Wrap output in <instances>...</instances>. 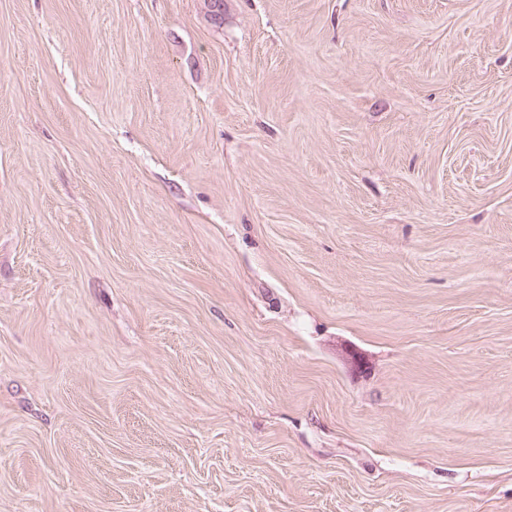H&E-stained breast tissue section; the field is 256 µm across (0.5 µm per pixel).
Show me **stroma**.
Masks as SVG:
<instances>
[{"mask_svg": "<svg viewBox=\"0 0 512 512\" xmlns=\"http://www.w3.org/2000/svg\"><path fill=\"white\" fill-rule=\"evenodd\" d=\"M0 512H512V0H0Z\"/></svg>", "mask_w": 512, "mask_h": 512, "instance_id": "obj_1", "label": "stroma"}]
</instances>
